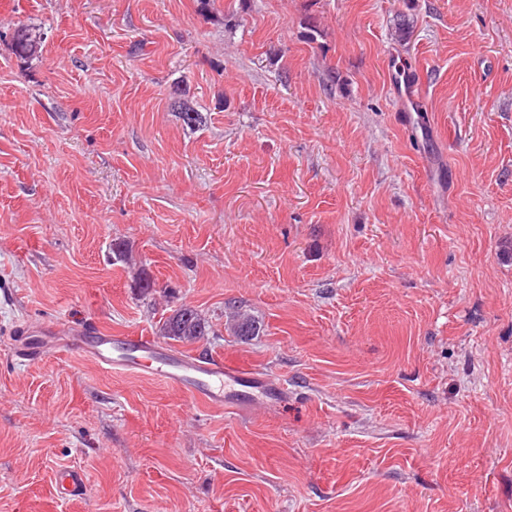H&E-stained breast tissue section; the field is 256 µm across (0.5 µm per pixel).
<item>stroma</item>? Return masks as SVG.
<instances>
[{
  "instance_id": "35a3bbf8",
  "label": "stroma",
  "mask_w": 512,
  "mask_h": 512,
  "mask_svg": "<svg viewBox=\"0 0 512 512\" xmlns=\"http://www.w3.org/2000/svg\"><path fill=\"white\" fill-rule=\"evenodd\" d=\"M183 304L286 397L56 334ZM0 512H512V0H0ZM41 46V35L35 28L21 25L13 34V49L19 57H28ZM63 335L69 348L90 355L103 368L149 374L210 406L227 408L237 397L225 388L244 378L222 360L188 359L150 336H109L84 327ZM57 492L68 498L81 496L86 490V477L83 471L67 469L59 473L56 481Z\"/></svg>"
}]
</instances>
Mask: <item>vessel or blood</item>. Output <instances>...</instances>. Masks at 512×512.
<instances>
[{"mask_svg":"<svg viewBox=\"0 0 512 512\" xmlns=\"http://www.w3.org/2000/svg\"><path fill=\"white\" fill-rule=\"evenodd\" d=\"M69 348L90 355L110 370L145 373L162 379L205 404L221 407L232 402L228 388L242 373L218 359L192 360L164 349L148 336H109L83 328L69 332ZM56 487L66 497L81 496L86 488L83 471L59 473Z\"/></svg>","mask_w":512,"mask_h":512,"instance_id":"vessel-or-blood-1","label":"vessel or blood"}]
</instances>
